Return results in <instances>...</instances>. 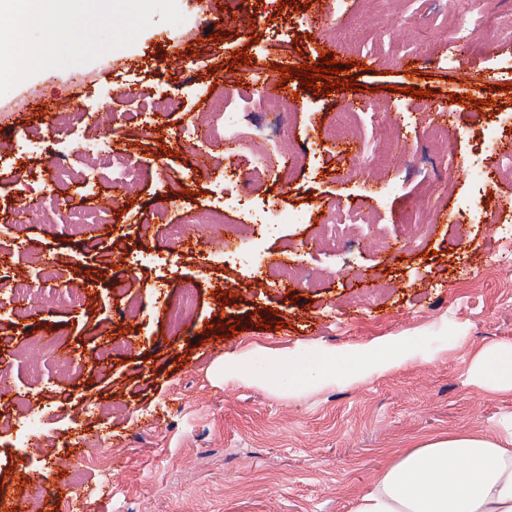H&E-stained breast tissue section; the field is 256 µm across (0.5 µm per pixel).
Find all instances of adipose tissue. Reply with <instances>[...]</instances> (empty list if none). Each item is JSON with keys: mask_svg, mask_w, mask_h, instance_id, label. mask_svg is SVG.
<instances>
[{"mask_svg": "<svg viewBox=\"0 0 512 512\" xmlns=\"http://www.w3.org/2000/svg\"><path fill=\"white\" fill-rule=\"evenodd\" d=\"M408 349L403 340L381 350L327 349L303 371L284 354L269 359L268 372L260 374L252 369L253 355L242 354L225 361L216 373L228 380L243 377L260 383L275 377L294 397L300 384L326 383L335 363H352L355 378L362 379L398 366ZM472 373L484 387L512 394V343L479 352ZM357 512H512V414L504 417L499 440L452 433L407 450L363 496Z\"/></svg>", "mask_w": 512, "mask_h": 512, "instance_id": "1", "label": "adipose tissue"}]
</instances>
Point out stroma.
Instances as JSON below:
<instances>
[{
  "label": "stroma",
  "mask_w": 512,
  "mask_h": 512,
  "mask_svg": "<svg viewBox=\"0 0 512 512\" xmlns=\"http://www.w3.org/2000/svg\"><path fill=\"white\" fill-rule=\"evenodd\" d=\"M456 0H362L353 17L337 22L318 14L315 0H176L178 25L157 22L129 47L65 69H49L0 96V254L42 285V264L54 265L56 305L15 320L0 308V353L8 373L0 384V417L13 419L16 395H28L43 424L39 450L17 445L16 430L0 432V503L21 507L39 498L41 512H354L361 497L402 453L451 433L496 440L512 397L481 388L471 376L475 355L512 343V288L486 280L465 286L484 268L512 222L472 223L470 214L497 211L512 197V180L495 164L512 155V0H473L462 18ZM406 19L397 27L396 19ZM222 29L213 43L210 25ZM467 27L483 44L477 53L449 52ZM330 51L354 91L316 95L300 76L292 93L294 146L301 153L291 180L269 172L262 188L245 191L199 162L204 143L180 145L177 128L195 120L224 94L223 76L238 53L251 55L264 80L245 87L233 106L269 92L281 66L300 65ZM115 148L147 170L138 189L112 207L108 222L91 225L83 240L49 216L15 229L20 194L69 199L74 209L100 206L112 195L102 177L94 193L55 182L52 168L25 152L18 134L43 129L47 113L30 97L38 89L75 111L99 113L125 87ZM428 90L419 99L405 87ZM175 95L179 111H147L148 99ZM487 100L478 112H450L452 96ZM399 121L406 141L396 163L380 126ZM448 126L454 165L435 182L434 197L448 215L417 245L400 240L405 206L438 160L430 121ZM364 173L350 175L353 158ZM21 170L22 183L4 173ZM373 213L385 251L355 242L341 251H315L313 240L331 221V204ZM223 209L238 228L227 242L212 241L173 254L172 231L191 238L196 213ZM254 209L299 213L275 230L251 223ZM242 249L249 262L232 265L225 249ZM163 256L139 266L136 253ZM317 280L274 284L261 275L273 255ZM198 284L195 319L178 336L166 327L172 285ZM229 300H220V293ZM138 301L128 318L123 309ZM61 336L68 361L33 365L23 353L44 331ZM405 337L415 345L399 366L355 382L345 366L319 388L290 398L282 388L212 374L220 361L253 349L285 352L303 363L322 350L363 348ZM94 448L112 451L108 502L69 484L59 493L56 457L83 466Z\"/></svg>",
  "instance_id": "obj_1"
}]
</instances>
